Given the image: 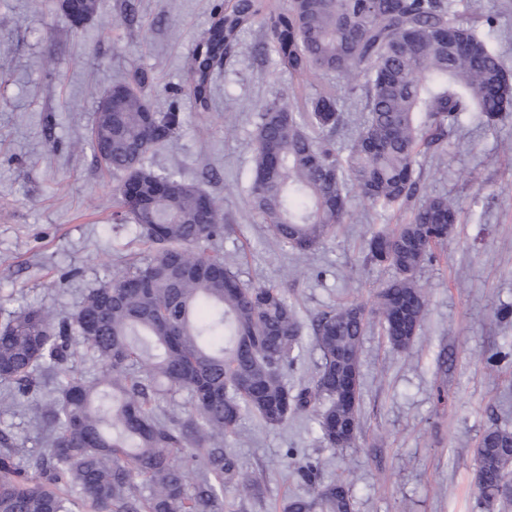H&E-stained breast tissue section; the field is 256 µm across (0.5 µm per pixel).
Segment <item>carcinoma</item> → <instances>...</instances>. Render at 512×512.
<instances>
[{"label": "carcinoma", "mask_w": 512, "mask_h": 512, "mask_svg": "<svg viewBox=\"0 0 512 512\" xmlns=\"http://www.w3.org/2000/svg\"><path fill=\"white\" fill-rule=\"evenodd\" d=\"M452 2L288 0L277 9L270 0H220L184 64V92L206 112L211 71L260 20L290 77L336 74L361 89L363 119L343 155L330 139L342 124L337 95L317 89L300 110L284 94L256 104L251 195L274 238L302 254L345 223L354 196L412 208L407 223L366 241L370 262L392 271L375 313L393 350L418 334L428 299L417 273L459 211L446 195L424 194L422 149L439 147L471 106L490 124L512 115V73L485 34L496 18L472 0L473 20L464 22ZM58 8L80 29L99 0ZM181 127L179 112L154 111L126 82L98 100L89 141L96 162L120 177L112 219L136 225L154 255L88 289L70 314L32 308L0 329V386L11 399L54 372L63 377L47 405L27 407L42 448L26 464L0 433V512H74L78 501L82 512H225L228 484L261 495L224 447L246 413L276 429L319 403L329 448L357 439L365 307L316 316L317 371L290 388L301 340L294 307L279 288L244 286L223 254L202 247L233 231L216 199L145 162ZM76 358L95 372L73 374ZM475 457L478 503L489 509L512 471V431L487 430ZM320 472L318 461L297 465L312 492L285 499L281 512H352L348 485L323 484Z\"/></svg>", "instance_id": "obj_1"}]
</instances>
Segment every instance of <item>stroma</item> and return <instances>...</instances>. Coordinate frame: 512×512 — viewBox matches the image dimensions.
Wrapping results in <instances>:
<instances>
[{
	"label": "stroma",
	"instance_id": "obj_1",
	"mask_svg": "<svg viewBox=\"0 0 512 512\" xmlns=\"http://www.w3.org/2000/svg\"><path fill=\"white\" fill-rule=\"evenodd\" d=\"M214 3L99 0L97 17L76 30L57 0H0V326L30 308L74 312L88 288L145 256L135 225L113 222L112 174L86 144L99 94L137 68L154 110L175 106L183 116L178 138L151 162L223 205L234 231L219 246L241 282L281 288L296 307L302 348L288 373L296 387L320 360L316 315L351 303L373 308L392 273L367 260L368 231L394 229L404 215L357 198L348 223L312 254L274 240L251 205L252 108L290 83L267 27L253 25L214 71L209 111L178 93ZM317 84L341 97L334 140L344 152L361 94L332 74ZM421 162L424 193L456 197L460 219L418 273L429 305L413 347L392 350L378 324L368 328L361 430L344 452L322 442L314 413L279 429L244 416L225 445L264 496L226 487V512H279L283 498L307 493L295 467L309 458L321 461L323 481L350 484L353 512H475L480 438L512 430V119L490 127L477 112L461 113L458 130ZM0 430L21 452L36 446L22 408L0 406Z\"/></svg>",
	"mask_w": 512,
	"mask_h": 512
}]
</instances>
